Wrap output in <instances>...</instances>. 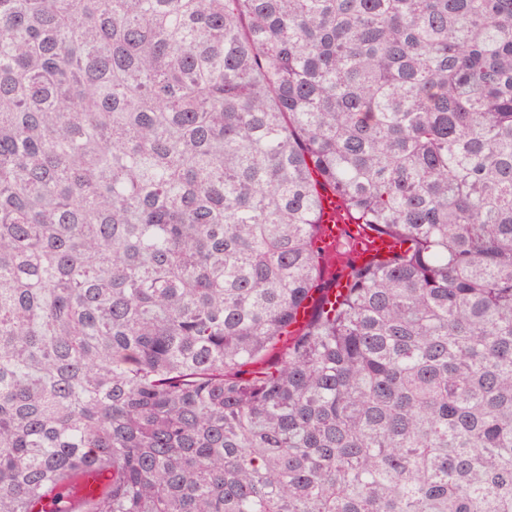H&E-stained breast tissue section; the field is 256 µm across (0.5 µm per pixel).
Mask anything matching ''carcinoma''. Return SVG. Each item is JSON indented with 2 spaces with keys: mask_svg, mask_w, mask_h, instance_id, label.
Segmentation results:
<instances>
[{
  "mask_svg": "<svg viewBox=\"0 0 512 512\" xmlns=\"http://www.w3.org/2000/svg\"><path fill=\"white\" fill-rule=\"evenodd\" d=\"M0 512H512V0H0ZM318 224V240L328 251L334 249L345 230L351 232V216L339 195L331 191L320 195ZM399 249L398 242L385 235L365 236L364 234L359 237V243L356 248V258L361 261V264H366L376 257H384Z\"/></svg>",
  "mask_w": 512,
  "mask_h": 512,
  "instance_id": "obj_1",
  "label": "carcinoma"
}]
</instances>
